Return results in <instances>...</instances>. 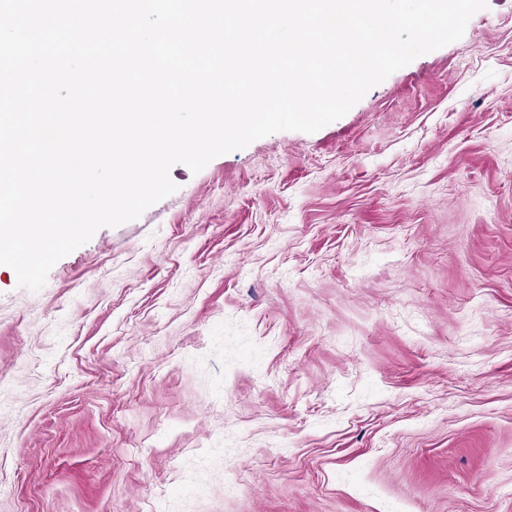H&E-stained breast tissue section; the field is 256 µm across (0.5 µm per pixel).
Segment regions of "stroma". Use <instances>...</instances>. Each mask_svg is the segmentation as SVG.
<instances>
[{
    "instance_id": "1",
    "label": "stroma",
    "mask_w": 512,
    "mask_h": 512,
    "mask_svg": "<svg viewBox=\"0 0 512 512\" xmlns=\"http://www.w3.org/2000/svg\"><path fill=\"white\" fill-rule=\"evenodd\" d=\"M170 177L0 269V512H512V0Z\"/></svg>"
}]
</instances>
